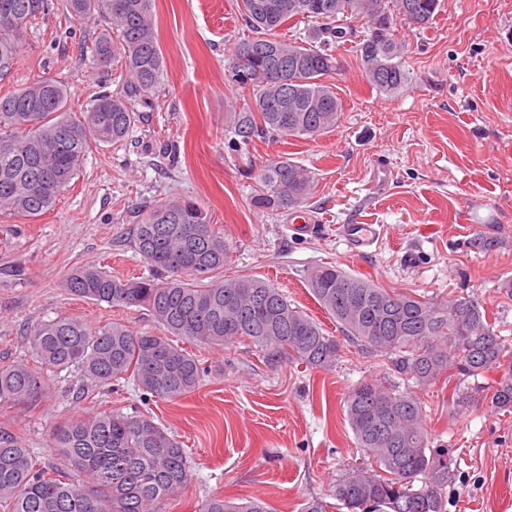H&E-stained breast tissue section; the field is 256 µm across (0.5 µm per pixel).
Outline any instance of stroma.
I'll list each match as a JSON object with an SVG mask.
<instances>
[{"instance_id":"1","label":"stroma","mask_w":512,"mask_h":512,"mask_svg":"<svg viewBox=\"0 0 512 512\" xmlns=\"http://www.w3.org/2000/svg\"><path fill=\"white\" fill-rule=\"evenodd\" d=\"M239 5L153 0L162 74L134 102L140 118L128 138L91 146L78 176L41 216L0 213V364L29 359L30 330L61 316L93 328L119 322L157 331L144 309L80 298L65 283L89 264L148 275L130 232L137 211L167 197L196 201L223 231L232 248L226 274L270 281L327 334H337L336 323L307 286L319 265L427 298L475 294L512 345V296L504 290L512 281V0H444L431 27L397 25L412 82L391 95L365 80L355 44L366 24L355 21L354 36L332 47L341 69L330 82L343 102L336 128L314 139L258 138L234 152L224 123L239 93L225 74L234 43L250 34ZM103 26L100 13L78 20L66 0H51L0 89L54 76L67 83L76 111L98 93L118 91L119 62L105 66L81 51ZM280 156L312 171L315 190L295 209L254 208L252 170ZM379 161L394 175L384 187L373 182ZM300 210L316 224L302 236L292 227ZM357 215L380 230L363 256L336 233ZM478 238L485 248L475 247ZM172 342L204 369L199 386L179 400L124 382L82 393L77 373L66 369L54 374L41 404L0 405V426L51 463L48 436L60 423L109 411L152 417L181 441L190 463L187 484L164 512H197L210 496L259 497L274 512H301L361 463L344 398L361 379L383 376L381 358L348 344L335 368L319 370L294 360L269 364L242 343ZM451 391L443 383L411 389L453 459L447 512H512V412L483 403L456 410Z\"/></svg>"}]
</instances>
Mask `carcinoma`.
I'll list each match as a JSON object with an SVG mask.
<instances>
[{"label":"carcinoma","mask_w":512,"mask_h":512,"mask_svg":"<svg viewBox=\"0 0 512 512\" xmlns=\"http://www.w3.org/2000/svg\"><path fill=\"white\" fill-rule=\"evenodd\" d=\"M410 1L428 27L441 0H241L254 36L235 44L227 80L242 106L227 115L228 148L238 152L257 138L318 136L334 128L343 110L327 77L340 69L329 41L347 36L341 26L317 30L304 42L285 41L290 21L326 16L330 22L360 15L367 29L388 25L387 35L356 46L370 87L394 94L410 72L394 18ZM381 6L378 13L370 5ZM77 19L95 9L118 32L129 80L120 94H100L78 112L66 86L44 79L0 92V212L38 217L78 174L92 142L123 140L135 125L131 102L157 82L163 56L152 21V0H68ZM48 0H0V79L16 62L29 25L46 14ZM85 51L112 62V38L103 34ZM253 206L289 208L313 190L298 163L280 157L258 170ZM133 246L150 267L147 277H119L96 265L77 269L67 288L78 297L149 312L166 332L135 333L112 322L90 329L77 317L34 327L27 337L34 364L0 367V404L33 405L46 398L47 372L73 367L82 386L103 388L124 380L153 397L175 400L198 385V360L168 336L204 346L247 342L273 363L298 359L329 370L342 358L340 340L288 302L274 285L255 277H224L231 248L198 203L155 201L140 213ZM308 287L349 343L387 361L393 374L419 387L448 372L458 380L453 404L466 410L483 400L512 411V348L494 330L473 295L418 297L380 288L338 266H316ZM499 373L483 388L467 379ZM347 420L368 461L336 480L333 496L347 512H446L444 489L453 481L452 457L432 447L423 408L388 378L362 380L345 398ZM50 449L65 467L39 461L9 428L0 426V512H163L187 483V451L143 415H84L53 429ZM91 482L79 486L74 476ZM199 512H270L261 498L234 502L210 497Z\"/></svg>","instance_id":"1"}]
</instances>
